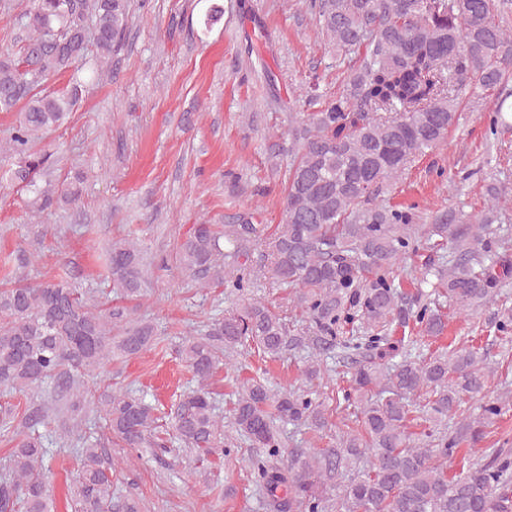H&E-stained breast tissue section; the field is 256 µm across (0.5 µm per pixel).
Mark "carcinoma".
Segmentation results:
<instances>
[{
  "label": "carcinoma",
  "instance_id": "obj_1",
  "mask_svg": "<svg viewBox=\"0 0 512 512\" xmlns=\"http://www.w3.org/2000/svg\"><path fill=\"white\" fill-rule=\"evenodd\" d=\"M323 37L348 59L344 92L324 109L291 117L290 163L284 211L273 230L241 216L219 235L195 225L178 250L180 266L205 280L243 292L251 284V247L268 241L259 273L307 315L308 335L260 298L190 339L180 356L199 387L183 395L173 428L187 447L230 455L224 421L215 414L207 382L219 365L233 367L244 344L272 361L308 348L303 375L310 383L330 372L324 357L355 362L349 388L322 399L313 393L275 391L256 376L240 382L230 409L235 432L257 452L242 458L264 494L266 512H512V439L483 448L478 459L448 460L461 443L486 437L498 403L461 412L462 398L484 396L493 372L481 348L442 344L448 306L464 312L490 302L512 273L506 253L512 240L501 203L512 187L490 184L481 217L450 207L425 220L413 208L377 199L436 149L459 120L465 101H490L493 131L512 125V0H305ZM130 0H32L16 53L0 54V112L21 108L5 152L13 167L0 175L30 194L35 214L75 202L77 173L57 188L47 180L49 156L34 148L46 131L61 126L79 101L85 71L98 75L120 51ZM71 72L66 87L46 92L50 75ZM237 265L217 263L220 243ZM431 260L420 269L412 321H396L403 297L397 270L420 247ZM154 259L132 241L108 245L107 268L126 298L142 296ZM0 290V390L37 391L56 378L67 406L30 403L6 408L0 424L13 429L10 474L0 481V512H50L42 463L45 447L35 432L53 419L70 431L68 412L94 391L84 375L117 352L137 356L151 345L150 325L122 307L102 310L65 278L24 282L4 273ZM437 347H432V344ZM423 402L421 438L407 431L410 398ZM104 430L124 448L162 447L152 408L123 391L101 401ZM339 419L346 430L328 448L297 449L283 456L281 423L320 432ZM74 512H114L112 462L103 449H82L71 495Z\"/></svg>",
  "mask_w": 512,
  "mask_h": 512
}]
</instances>
